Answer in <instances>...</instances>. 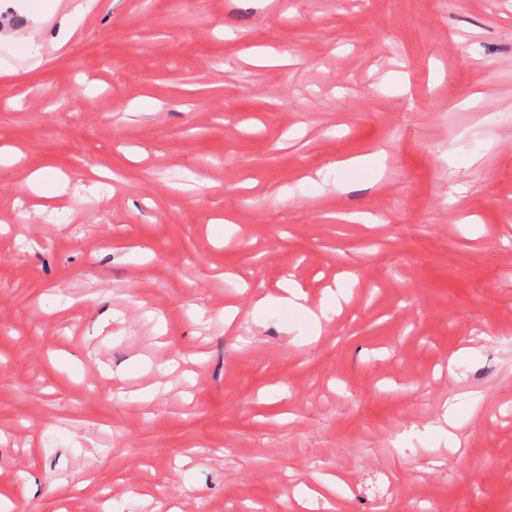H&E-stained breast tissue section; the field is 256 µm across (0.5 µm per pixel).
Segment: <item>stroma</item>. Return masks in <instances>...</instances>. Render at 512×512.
<instances>
[{
    "mask_svg": "<svg viewBox=\"0 0 512 512\" xmlns=\"http://www.w3.org/2000/svg\"><path fill=\"white\" fill-rule=\"evenodd\" d=\"M27 2L0 0L39 48L0 41V500L303 512L331 474L342 512H512V0ZM285 277L349 294L311 341L258 305Z\"/></svg>",
    "mask_w": 512,
    "mask_h": 512,
    "instance_id": "stroma-1",
    "label": "stroma"
}]
</instances>
